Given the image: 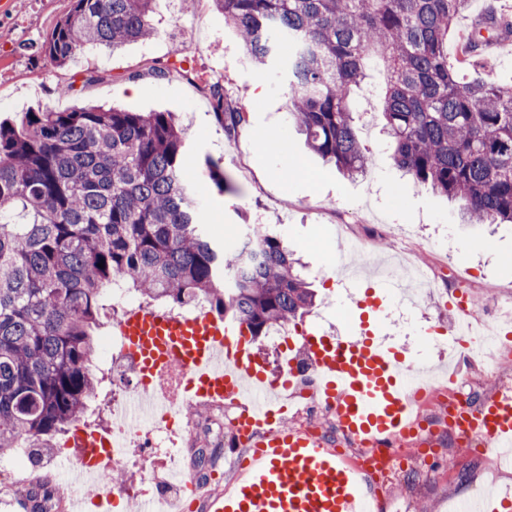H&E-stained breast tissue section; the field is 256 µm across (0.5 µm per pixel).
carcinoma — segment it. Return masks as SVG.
I'll return each mask as SVG.
<instances>
[{"label":"carcinoma","mask_w":512,"mask_h":512,"mask_svg":"<svg viewBox=\"0 0 512 512\" xmlns=\"http://www.w3.org/2000/svg\"><path fill=\"white\" fill-rule=\"evenodd\" d=\"M250 59L288 80V115L309 149L354 178L373 166L355 130L351 91L384 63V129L415 182L458 201L471 224L512 223V87L460 81L448 32L470 0H213ZM157 0H71L41 48L62 67L89 48L157 35ZM499 34L477 24L461 67ZM234 136L247 113L206 85ZM187 132L170 112L86 105L0 121V455L53 447L97 393L94 337L118 283L183 306L205 301L252 336L304 316L313 292L288 245L261 224L252 252L222 247L200 223L186 176ZM219 191L227 176L204 160ZM104 267H99V263ZM44 483L24 495L45 512Z\"/></svg>","instance_id":"cac0c4a2"}]
</instances>
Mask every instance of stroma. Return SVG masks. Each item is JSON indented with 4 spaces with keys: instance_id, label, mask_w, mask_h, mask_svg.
<instances>
[{
    "instance_id": "1",
    "label": "stroma",
    "mask_w": 512,
    "mask_h": 512,
    "mask_svg": "<svg viewBox=\"0 0 512 512\" xmlns=\"http://www.w3.org/2000/svg\"><path fill=\"white\" fill-rule=\"evenodd\" d=\"M70 9V0H0V118L21 120L31 109H66L76 104L116 105L133 112L175 113L187 130V145L196 164L188 175L201 180L200 161L212 159L230 178L234 189L208 187L203 202L204 222L218 238L228 228L266 225L282 238L304 264L303 277L316 293L315 306L302 324L339 338L354 336L361 322L357 306L377 276L373 267L360 281L343 280L336 268L338 255L352 264L361 256L350 244L351 231L374 224H394L410 242L406 257L437 262L438 277L412 305L396 303L381 290L383 306L373 333L384 345L411 362L422 358L432 375H447L448 347L454 341V316L448 307V273L479 266L483 279L468 290L470 300H486L489 293L512 294V224L463 223L457 204L416 185L399 171L382 131L383 66L371 65L370 85L354 95L351 107L362 142L370 148L374 165L363 176L348 178L311 153L305 139L288 120L286 83L280 73L262 72L244 53L235 31L213 0H196L185 8L182 0H162L152 16L156 37L128 43L121 50H89L74 62L57 67L41 53L40 45L57 20ZM512 16V0H471L470 7L448 36V57L456 59L467 26L481 17ZM483 63L461 70L460 77L512 86V33L501 36L499 47L481 49ZM167 69L165 78L154 77ZM137 80H130V73ZM217 81L225 97L244 106L249 121L227 136L214 118L202 88ZM73 87L70 96L59 85ZM512 381V352L495 353L487 365L466 367L460 383L466 396L481 402L503 380ZM196 447L214 451L216 461L204 475L211 489L231 486L237 473L224 462L237 444L218 430L210 405L198 408ZM448 446H441L427 477L405 483L367 478L370 496H385L388 512H449L452 496L464 497L484 482L488 469H474L468 451L457 454V469L466 473L454 482L455 471L445 462Z\"/></svg>"
}]
</instances>
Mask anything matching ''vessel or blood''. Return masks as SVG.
I'll return each mask as SVG.
<instances>
[{"instance_id": "vessel-or-blood-1", "label": "vessel or blood", "mask_w": 512, "mask_h": 512, "mask_svg": "<svg viewBox=\"0 0 512 512\" xmlns=\"http://www.w3.org/2000/svg\"><path fill=\"white\" fill-rule=\"evenodd\" d=\"M119 331L139 349L148 372L172 362L187 368L183 402L248 401L241 436L255 448V461L231 494L207 496L204 512H358L355 472L313 435L288 428L282 391L271 387L249 342L227 336L223 320L177 319L142 307L126 313ZM302 346L337 419L352 434L383 451L408 433L403 365L372 331L333 340L313 329ZM456 422L462 433H478L512 456V391L498 392L479 411L460 410ZM74 441L80 461L75 479L85 488L111 456L112 441L95 430L77 433Z\"/></svg>"}]
</instances>
